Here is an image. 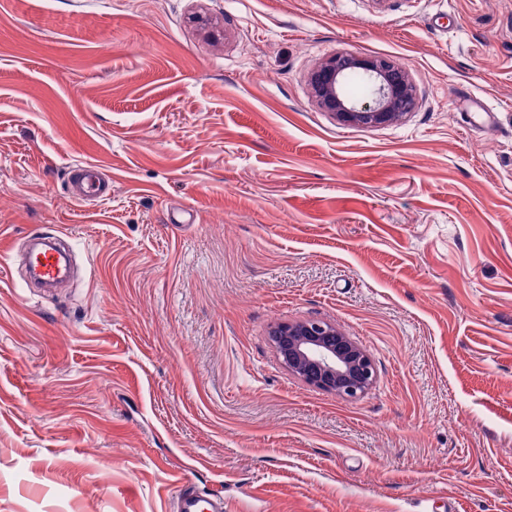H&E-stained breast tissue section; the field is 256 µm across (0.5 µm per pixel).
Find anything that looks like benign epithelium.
Masks as SVG:
<instances>
[{"label": "benign epithelium", "instance_id": "benign-epithelium-1", "mask_svg": "<svg viewBox=\"0 0 512 512\" xmlns=\"http://www.w3.org/2000/svg\"><path fill=\"white\" fill-rule=\"evenodd\" d=\"M355 78L364 86L359 98L348 94ZM309 85L318 105L347 124H390L415 106L408 72L385 58L336 54L311 72ZM271 341L288 372L310 386L355 399L376 382L369 354L328 323L280 324L272 330Z\"/></svg>", "mask_w": 512, "mask_h": 512}]
</instances>
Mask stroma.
I'll return each mask as SVG.
<instances>
[{
    "label": "stroma",
    "mask_w": 512,
    "mask_h": 512,
    "mask_svg": "<svg viewBox=\"0 0 512 512\" xmlns=\"http://www.w3.org/2000/svg\"><path fill=\"white\" fill-rule=\"evenodd\" d=\"M212 19L213 43L196 23ZM416 107L323 111L326 58ZM97 165L109 199L71 198ZM0 512H512V0H0ZM76 273L27 282L28 236ZM367 351L348 400L270 341ZM354 78L365 89L360 98L347 91ZM308 82L318 105L347 124H390L415 106L408 72L385 58L336 54L315 68ZM271 341L288 372L310 386L355 399L376 382L369 354L328 323L280 324L272 330ZM175 512H224V498L215 493H199L192 485L176 498Z\"/></svg>",
    "instance_id": "35a3bbf8"
}]
</instances>
